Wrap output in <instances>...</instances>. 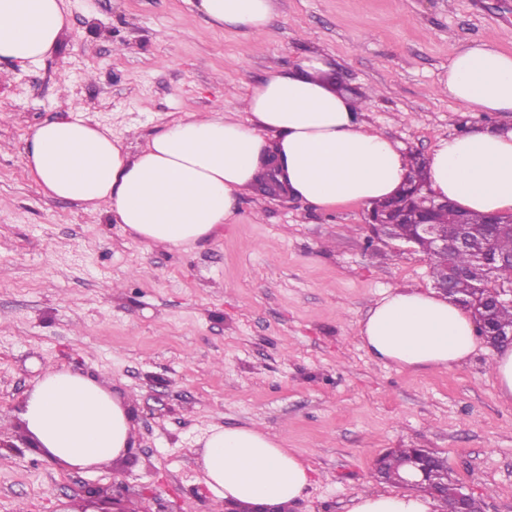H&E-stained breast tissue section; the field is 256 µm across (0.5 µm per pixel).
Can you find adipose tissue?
Segmentation results:
<instances>
[{
	"label": "adipose tissue",
	"instance_id": "ef3b65f1",
	"mask_svg": "<svg viewBox=\"0 0 512 512\" xmlns=\"http://www.w3.org/2000/svg\"><path fill=\"white\" fill-rule=\"evenodd\" d=\"M216 29L264 33L276 0H198ZM68 22L65 0H0V62L36 65L56 53ZM322 53L250 84L242 115L183 113L124 150L109 130L81 118L37 126L23 151L24 173L45 196L107 208L139 240L185 248L235 217L263 160L276 156L289 195L317 208L372 205L394 196L408 169L404 147L366 129L360 99L338 91ZM438 88L462 107L512 113V55L474 41L448 61ZM430 189L479 214L512 209V126L440 139L427 160ZM362 348L402 368L465 363L477 347L473 318L437 294L391 289L359 323ZM21 418L51 461L70 470L111 462L133 442L131 412L107 384L48 370L23 402ZM202 482L218 500L294 502L311 482L295 452L253 428H213L199 453ZM436 501L403 492L360 494L348 512H435Z\"/></svg>",
	"mask_w": 512,
	"mask_h": 512
}]
</instances>
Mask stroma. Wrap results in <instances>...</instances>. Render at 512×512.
I'll use <instances>...</instances> for the list:
<instances>
[{
	"label": "stroma",
	"instance_id": "obj_1",
	"mask_svg": "<svg viewBox=\"0 0 512 512\" xmlns=\"http://www.w3.org/2000/svg\"><path fill=\"white\" fill-rule=\"evenodd\" d=\"M268 30L213 29L188 0H68L59 50L0 63V436L46 369L110 381L131 402L135 444L90 472L33 448H0V512H68L115 486L129 512H224L195 461L212 426L253 427L314 472L288 512H347L390 491L376 458L427 448L483 512H512V404L495 348L467 363L404 369L370 357L358 323L389 288L432 291L430 259L370 242L367 206L317 210L256 190L234 223L185 249L146 244L22 173L39 124L74 116L142 144L185 112L236 111L247 84L306 51L365 101L368 128L429 157L439 139L508 116L437 90L453 53H512V0H280ZM493 373L499 399L512 403V348L499 349L493 360Z\"/></svg>",
	"mask_w": 512,
	"mask_h": 512
}]
</instances>
